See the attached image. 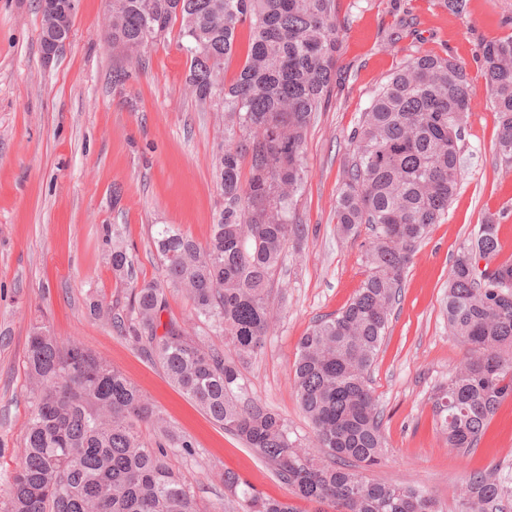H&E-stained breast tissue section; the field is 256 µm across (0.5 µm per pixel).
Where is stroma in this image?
<instances>
[{"label": "stroma", "mask_w": 512, "mask_h": 512, "mask_svg": "<svg viewBox=\"0 0 512 512\" xmlns=\"http://www.w3.org/2000/svg\"><path fill=\"white\" fill-rule=\"evenodd\" d=\"M340 3L336 83L304 145L296 221L307 236L286 251L270 298L277 322L242 375L250 396L286 419L301 447L313 448L289 366L300 337L317 319L338 313L367 274L369 231L338 237L334 219L351 134L402 57H453L477 92L460 143L461 178L447 217L430 227L407 268L371 367L389 451L367 473L423 489L453 512L468 472L512 473L511 398L468 454L449 447L430 400L465 357L448 333V276L486 215H496L501 257L512 259V164L494 150L498 123L481 58L484 43L512 34V0H466L459 14L440 0ZM106 18L105 0H77L70 40L47 65L39 0H0V489L17 462L29 413L24 346L32 324L43 322L122 372L192 440L194 455H179L175 464L191 476L200 512L227 506L220 479L227 468L256 491L289 498L267 464L91 309L98 300L119 310L130 303L129 286L102 255L103 225H122L137 281H157V225H175L202 243L220 207L214 164L224 115L190 92L179 26L137 61L104 42ZM397 30L400 41L390 43Z\"/></svg>", "instance_id": "stroma-1"}]
</instances>
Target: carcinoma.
Returning <instances> with one entry per match:
<instances>
[{"label":"carcinoma","mask_w":512,"mask_h":512,"mask_svg":"<svg viewBox=\"0 0 512 512\" xmlns=\"http://www.w3.org/2000/svg\"><path fill=\"white\" fill-rule=\"evenodd\" d=\"M176 21L192 94L224 112V207L204 245L170 224L156 230L163 279L133 285L127 314L100 303L91 309L269 464L311 512H440L422 489L363 475L386 448L368 373L410 260L430 226L448 215L459 185V142L476 96L464 67L434 52L404 59L353 131L335 219L342 236L363 225L371 231L368 273L343 310L300 337L289 369L318 457L297 446L282 416L249 396L240 367L265 345L275 322L270 288L288 242L305 235L293 214L303 145L336 82L337 0H112L105 41L132 59ZM243 29L246 60L221 82ZM482 59L498 120L495 149L512 162V35L485 44ZM102 243L112 272L133 278L134 256L117 226L103 227ZM500 252L490 215L461 247L448 279V332L466 357L432 401L448 446L467 452L512 397V261L497 262ZM168 288L190 300L188 320L162 323ZM211 336L224 337V347L208 343ZM23 368L30 412L0 512H197L192 482L173 462L178 449L194 453L192 441L120 371L77 339L59 341L45 324L32 327ZM223 481L236 512H301L256 494L233 471ZM458 496L459 512H512V476L473 472Z\"/></svg>","instance_id":"1"}]
</instances>
